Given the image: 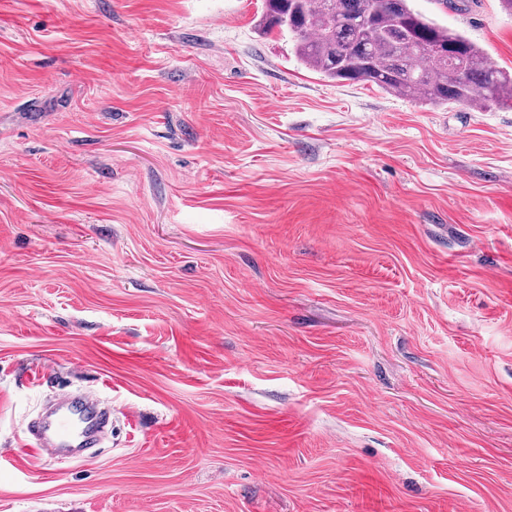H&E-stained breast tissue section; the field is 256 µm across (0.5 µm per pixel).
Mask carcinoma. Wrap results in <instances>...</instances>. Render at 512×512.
<instances>
[{"mask_svg": "<svg viewBox=\"0 0 512 512\" xmlns=\"http://www.w3.org/2000/svg\"><path fill=\"white\" fill-rule=\"evenodd\" d=\"M413 0H264L259 28L288 34L304 66L431 105H512V74L493 68L463 33Z\"/></svg>", "mask_w": 512, "mask_h": 512, "instance_id": "carcinoma-1", "label": "carcinoma"}]
</instances>
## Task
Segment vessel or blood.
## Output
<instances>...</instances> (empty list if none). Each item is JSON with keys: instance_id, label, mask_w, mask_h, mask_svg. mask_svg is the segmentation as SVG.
Returning <instances> with one entry per match:
<instances>
[{"instance_id": "1", "label": "vessel or blood", "mask_w": 512, "mask_h": 512, "mask_svg": "<svg viewBox=\"0 0 512 512\" xmlns=\"http://www.w3.org/2000/svg\"><path fill=\"white\" fill-rule=\"evenodd\" d=\"M93 395H84L79 404L61 408L40 418L32 430L30 448L44 453L48 448L66 450L82 447L86 439L104 423L95 412Z\"/></svg>"}]
</instances>
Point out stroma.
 Here are the masks:
<instances>
[{
  "label": "stroma",
  "instance_id": "obj_1",
  "mask_svg": "<svg viewBox=\"0 0 512 512\" xmlns=\"http://www.w3.org/2000/svg\"><path fill=\"white\" fill-rule=\"evenodd\" d=\"M415 6L512 69L500 0ZM262 7L0 0V512H512V108ZM77 390L111 436L35 455Z\"/></svg>",
  "mask_w": 512,
  "mask_h": 512
}]
</instances>
